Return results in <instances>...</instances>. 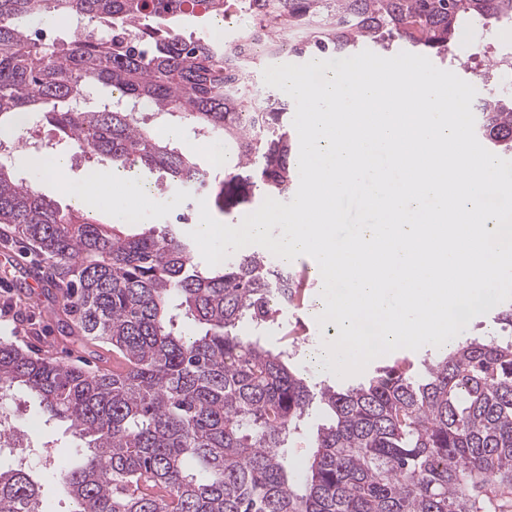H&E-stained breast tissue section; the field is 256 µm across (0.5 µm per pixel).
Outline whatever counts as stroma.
I'll list each match as a JSON object with an SVG mask.
<instances>
[{
	"mask_svg": "<svg viewBox=\"0 0 512 512\" xmlns=\"http://www.w3.org/2000/svg\"><path fill=\"white\" fill-rule=\"evenodd\" d=\"M468 52L461 44H454L447 56L434 58L436 67L455 73L475 87L478 94H485L488 85L484 72L491 67V58L468 61ZM136 179L145 186L156 189L158 198L141 211L137 226L141 229L161 228L176 225L181 234L195 229L199 219L198 195L192 188L179 185L161 187L158 173L138 171ZM177 200L178 208L167 205L168 200ZM310 257L300 256L290 267L294 273L307 281L308 298L302 308L282 311L277 322L267 323L251 329V336L259 338L266 347L279 350L287 348L281 327L298 321L310 329L309 339L298 346L293 362L301 368L309 367V351L313 346L329 339V331L320 329L317 309L322 302V279L311 270ZM49 263L37 256L31 246L12 238L0 230V339L20 347L48 355L67 362L95 366L108 358L106 346L79 344L74 337L77 327L69 315L60 291L53 287L33 290L32 278H46ZM12 426L22 437L26 447L25 462L41 486L42 497L51 512H66L68 500L54 477L59 465H70L79 450L64 424L47 420L38 405L27 397L20 396L8 405ZM325 415L320 408H312L300 431L288 441V460L295 464V479H303L301 468L312 455L313 437Z\"/></svg>",
	"mask_w": 512,
	"mask_h": 512,
	"instance_id": "1",
	"label": "stroma"
}]
</instances>
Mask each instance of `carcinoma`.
Here are the masks:
<instances>
[{
	"mask_svg": "<svg viewBox=\"0 0 512 512\" xmlns=\"http://www.w3.org/2000/svg\"><path fill=\"white\" fill-rule=\"evenodd\" d=\"M204 17L245 14L243 52L185 38L197 0H0V131L37 112L60 137L112 162L158 170L191 187L202 165L160 141L138 104L233 143L235 171L207 186L225 211L257 183L286 195L297 169L292 103L246 95L249 74L283 55H348L396 43L448 52L470 23L512 17V0H202ZM47 16L113 29L48 50L25 30ZM112 107H78L91 84ZM475 134L512 155V89L475 108ZM0 224L50 261L85 343L112 348L88 369L0 341V405L31 398L80 441L59 474L70 512H512V339H460L419 362L378 367L346 389L323 385L330 423L318 429L302 483L283 448L312 406L308 376L285 350L240 332L275 320L279 291L297 282L254 251L200 268L172 226L126 234L62 210L0 160ZM183 317L199 327L177 331ZM492 321L512 329V302ZM0 512H45L18 463L0 469Z\"/></svg>",
	"mask_w": 512,
	"mask_h": 512,
	"instance_id": "cac0c4a2",
	"label": "carcinoma"
}]
</instances>
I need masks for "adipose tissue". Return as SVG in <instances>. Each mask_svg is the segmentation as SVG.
<instances>
[{
    "instance_id": "1",
    "label": "adipose tissue",
    "mask_w": 512,
    "mask_h": 512,
    "mask_svg": "<svg viewBox=\"0 0 512 512\" xmlns=\"http://www.w3.org/2000/svg\"><path fill=\"white\" fill-rule=\"evenodd\" d=\"M71 202L79 207L105 194H112L115 204L112 219L119 224L137 223L142 202V186L125 176L113 173H94L69 182L65 189Z\"/></svg>"
}]
</instances>
